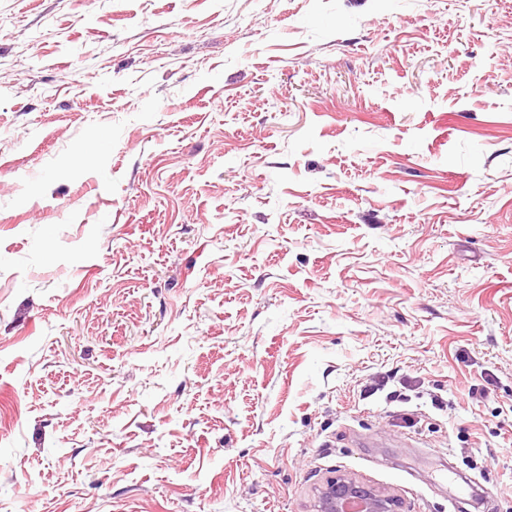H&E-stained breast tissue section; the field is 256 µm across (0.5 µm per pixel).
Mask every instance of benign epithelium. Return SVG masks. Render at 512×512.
<instances>
[{
  "label": "benign epithelium",
  "instance_id": "benign-epithelium-1",
  "mask_svg": "<svg viewBox=\"0 0 512 512\" xmlns=\"http://www.w3.org/2000/svg\"><path fill=\"white\" fill-rule=\"evenodd\" d=\"M316 512H401V502L385 490L342 474L320 486Z\"/></svg>",
  "mask_w": 512,
  "mask_h": 512
}]
</instances>
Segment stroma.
<instances>
[{
    "label": "stroma",
    "instance_id": "stroma-1",
    "mask_svg": "<svg viewBox=\"0 0 512 512\" xmlns=\"http://www.w3.org/2000/svg\"><path fill=\"white\" fill-rule=\"evenodd\" d=\"M512 512V0H0V512ZM318 512H401V502L389 492L347 474L326 479L317 495Z\"/></svg>",
    "mask_w": 512,
    "mask_h": 512
}]
</instances>
